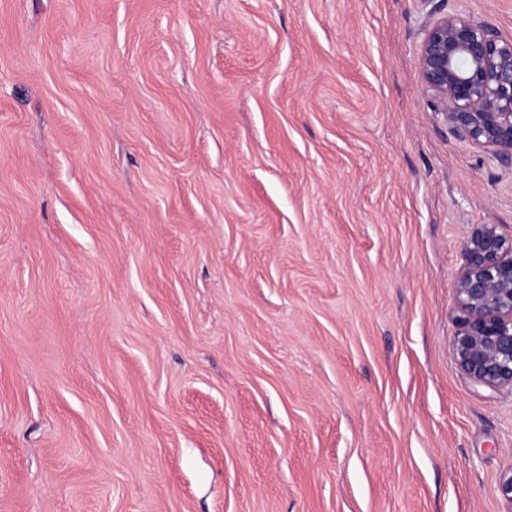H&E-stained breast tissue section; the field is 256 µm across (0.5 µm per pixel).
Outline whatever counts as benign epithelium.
<instances>
[{
	"mask_svg": "<svg viewBox=\"0 0 512 512\" xmlns=\"http://www.w3.org/2000/svg\"><path fill=\"white\" fill-rule=\"evenodd\" d=\"M425 88L457 135L512 160V40L470 17L446 15L424 33ZM457 277L460 368L480 386L512 387V238L483 224L464 243Z\"/></svg>",
	"mask_w": 512,
	"mask_h": 512,
	"instance_id": "7a95c632",
	"label": "benign epithelium"
}]
</instances>
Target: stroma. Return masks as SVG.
Masks as SVG:
<instances>
[{"label": "stroma", "instance_id": "stroma-1", "mask_svg": "<svg viewBox=\"0 0 512 512\" xmlns=\"http://www.w3.org/2000/svg\"><path fill=\"white\" fill-rule=\"evenodd\" d=\"M512 0H0V512H512L452 341L512 164L423 88Z\"/></svg>", "mask_w": 512, "mask_h": 512}]
</instances>
